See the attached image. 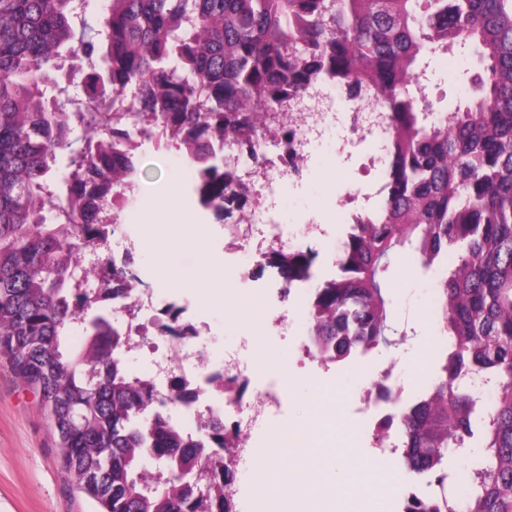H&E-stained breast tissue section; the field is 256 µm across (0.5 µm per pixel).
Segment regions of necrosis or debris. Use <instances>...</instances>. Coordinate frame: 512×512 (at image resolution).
Wrapping results in <instances>:
<instances>
[{
    "label": "necrosis or debris",
    "mask_w": 512,
    "mask_h": 512,
    "mask_svg": "<svg viewBox=\"0 0 512 512\" xmlns=\"http://www.w3.org/2000/svg\"><path fill=\"white\" fill-rule=\"evenodd\" d=\"M338 94L335 81H317L315 93L290 101L287 111L258 118L253 137L238 141L230 151L219 148V155L231 152L239 158L230 199L209 192V176L203 170L191 172L195 210L207 222L223 225L224 251L233 257L240 277L250 283L246 289H225V306L253 303L265 323L285 339L309 325L314 293L306 281H285L269 256L302 251L316 256L328 242L322 224L310 220L291 227L279 221L281 192L303 178L318 149L334 142L345 149L364 148L362 166L373 174L363 204L352 205L349 195H340V203L347 207L345 224L370 221L388 193V113L378 110L368 93L343 101ZM136 189L133 183L111 188L93 176L81 198L83 210L94 217L93 248L103 254L99 275L107 276L116 266L125 268L134 287L131 296L107 298L103 304L124 323L129 353L145 360L140 377L155 391V413L174 422L185 437L203 442L209 436L200 429V419H221L228 435L225 464L253 465L255 441L268 434L280 414L288 380L281 374L262 376L257 362L248 358L256 345L249 333L238 348L213 358L199 343L211 333L207 322L188 316L187 305L179 303L171 289H158L142 278L132 263L139 243L120 221ZM356 398L363 431L374 437L382 420L410 395L388 366L369 378Z\"/></svg>",
    "instance_id": "1"
}]
</instances>
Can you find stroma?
Here are the masks:
<instances>
[{
  "label": "stroma",
  "mask_w": 512,
  "mask_h": 512,
  "mask_svg": "<svg viewBox=\"0 0 512 512\" xmlns=\"http://www.w3.org/2000/svg\"><path fill=\"white\" fill-rule=\"evenodd\" d=\"M472 60L468 51L453 49L427 57L420 73L427 79L429 99L434 109L446 108L458 100L466 71ZM357 157L344 158L326 150L313 158L304 179L287 191L280 207L285 224L302 223L314 216L327 224L333 238H342L337 223V196L356 192L367 178ZM187 164L170 149L146 144L139 165L140 189L130 210L121 214L140 242L135 260L152 276H159L166 262L159 241L143 220L144 214L159 212V194L167 185L177 184L188 193ZM391 286L387 291L391 322L400 338L393 344H379L363 362L361 370L321 369L316 360H301L293 343L275 340L268 326H261L264 344L259 357H272L277 372L287 374L290 393L279 415V422L291 427L322 417L309 445L334 449L346 463L348 474L373 464L370 448L363 443L346 442V435L357 432V423L349 417L336 423L325 422L331 404L346 403L362 379L363 373L394 366L405 389H414L421 377L436 378L444 357L443 331L434 308L437 268L423 269L414 262L410 249L401 250L390 269ZM198 312L218 331L212 339V354L236 348L245 325L224 316L223 302L195 288L184 291ZM56 436L48 416L41 410L39 398L14 375L6 359L0 357V512H93L92 502L74 485L62 468ZM486 450L478 439L455 449L445 463L448 478L443 490L448 497L463 501L471 487L468 476Z\"/></svg>",
  "instance_id": "1"
}]
</instances>
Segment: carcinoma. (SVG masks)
<instances>
[{"label": "carcinoma", "instance_id": "cac0c4a2", "mask_svg": "<svg viewBox=\"0 0 512 512\" xmlns=\"http://www.w3.org/2000/svg\"><path fill=\"white\" fill-rule=\"evenodd\" d=\"M75 41L86 96L129 97L136 122L149 112L173 136L192 127L191 157L222 197L233 172L210 163L212 135L238 140L248 114L281 110L288 90L320 77L373 90L391 119L389 192L316 288L313 351L339 362L388 342L398 250L424 269L447 266L438 298L448 353L383 429L400 431L402 467L438 484L451 449L477 434L487 448L464 502L414 499L406 512H512V0H106L92 36L73 0H0V355L38 395L61 465L95 512H230L223 455L147 414L153 389L128 373L126 337L98 310L116 289L76 282L78 252L95 240L77 209L84 176L99 168L118 186L134 169L108 166L129 115L71 109L59 76ZM456 46L480 71L436 115L412 79L423 58ZM76 127L97 154L70 156L61 191L48 173ZM275 262L289 280L308 278L313 257ZM476 379L493 384L487 405ZM147 456L159 464L152 479Z\"/></svg>", "mask_w": 512, "mask_h": 512}]
</instances>
